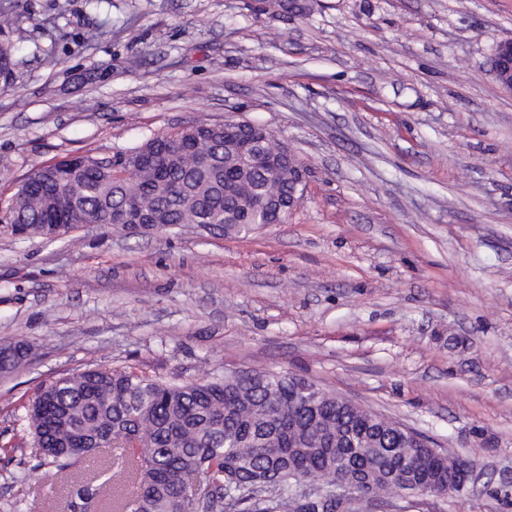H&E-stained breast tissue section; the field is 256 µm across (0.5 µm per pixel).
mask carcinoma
Here are the masks:
<instances>
[{
	"instance_id": "cac0c4a2",
	"label": "carcinoma",
	"mask_w": 512,
	"mask_h": 512,
	"mask_svg": "<svg viewBox=\"0 0 512 512\" xmlns=\"http://www.w3.org/2000/svg\"><path fill=\"white\" fill-rule=\"evenodd\" d=\"M13 48L0 45V77L13 76ZM203 150L216 164L182 156L163 171L147 168L138 181L112 178L115 167L138 148L107 160L94 180L84 178L81 164L70 162L69 180L43 187L39 195L23 192L20 214L29 234L53 221L69 231L86 215L112 223V209L125 193L140 191L162 224H213L224 228L248 224L237 201L257 197L270 179L259 167L242 179L224 153V124H209ZM37 454L52 462L84 460L82 478L92 497L110 512H199L230 505L234 512H298L296 502L311 500L309 512H355L356 499L336 509L331 497L336 481H372V496L381 491L410 494L421 487L458 480L448 469V453L366 410L336 402L332 395L314 408L288 379L275 371L237 376L207 375L170 384L142 371L88 367L66 374L39 392L27 414ZM120 449L102 454L100 440ZM274 469L280 481L260 488L256 477ZM139 488L134 497L121 484Z\"/></svg>"
}]
</instances>
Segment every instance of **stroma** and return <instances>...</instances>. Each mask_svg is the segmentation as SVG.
Listing matches in <instances>:
<instances>
[{"label": "stroma", "mask_w": 512, "mask_h": 512, "mask_svg": "<svg viewBox=\"0 0 512 512\" xmlns=\"http://www.w3.org/2000/svg\"><path fill=\"white\" fill-rule=\"evenodd\" d=\"M0 512H64L81 463L25 413L63 374L286 371L474 460L447 497L362 512H512V0H0ZM102 29L88 41L86 34ZM200 120L266 126L306 168L284 224L11 234L35 167ZM495 50L497 54L501 55L502 67L501 71L495 74L494 77L502 86L512 89V41L500 42ZM503 81L508 83H503Z\"/></svg>", "instance_id": "1"}]
</instances>
